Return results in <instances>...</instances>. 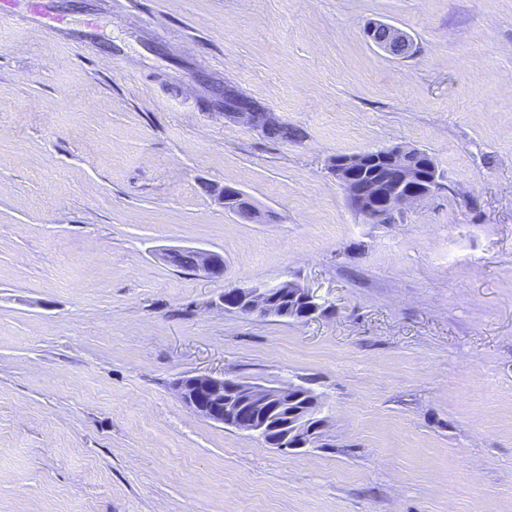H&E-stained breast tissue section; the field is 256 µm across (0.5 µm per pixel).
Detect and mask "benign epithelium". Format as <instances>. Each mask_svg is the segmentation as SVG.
I'll return each instance as SVG.
<instances>
[{"instance_id":"7a95c632","label":"benign epithelium","mask_w":512,"mask_h":512,"mask_svg":"<svg viewBox=\"0 0 512 512\" xmlns=\"http://www.w3.org/2000/svg\"><path fill=\"white\" fill-rule=\"evenodd\" d=\"M365 36L392 56H404L412 49L410 37L391 25L374 23ZM224 95L234 102L224 111V118L241 120L260 132L280 124L275 113L233 86L224 85ZM419 154L421 150L405 146L364 150L333 159L332 169L349 204L367 223L398 224L409 205L435 195L442 185L437 165L417 166ZM194 254L193 270L213 279L224 277L222 257L200 249ZM287 287L308 304L305 318L319 313L321 304L309 289L295 283ZM233 293L255 315L287 317L286 312L272 307L271 288H236ZM174 391L198 416L255 435L284 453L319 446L327 428L326 420L320 417L319 397L301 385L198 373L178 378Z\"/></svg>"}]
</instances>
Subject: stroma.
<instances>
[{
  "instance_id": "35a3bbf8",
  "label": "stroma",
  "mask_w": 512,
  "mask_h": 512,
  "mask_svg": "<svg viewBox=\"0 0 512 512\" xmlns=\"http://www.w3.org/2000/svg\"><path fill=\"white\" fill-rule=\"evenodd\" d=\"M228 84L302 139L225 119ZM392 145L443 187L369 224L329 161ZM177 247L223 278L164 262ZM286 280L322 312L217 307ZM194 373L313 388L325 447L197 416L172 388ZM0 512H512V0H16ZM383 32V36L378 34ZM365 36L370 42H373L384 53L394 56H404L412 49L410 37L401 29L381 23L370 25ZM195 254V265L192 271L202 272L209 278L220 279L224 276V260L217 254L206 250L189 249Z\"/></svg>"
}]
</instances>
